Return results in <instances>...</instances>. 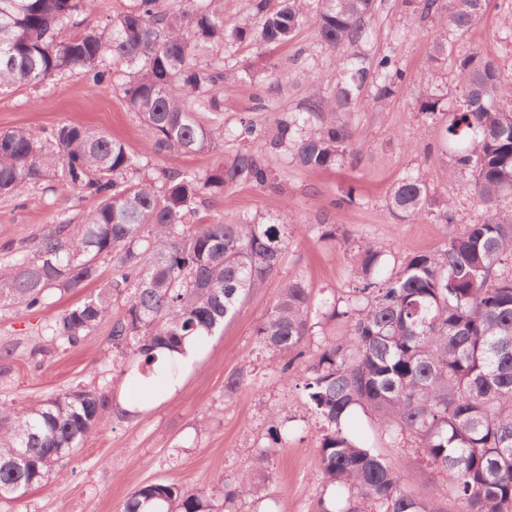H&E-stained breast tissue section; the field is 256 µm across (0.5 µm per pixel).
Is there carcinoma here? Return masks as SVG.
<instances>
[{"label": "carcinoma", "mask_w": 512, "mask_h": 512, "mask_svg": "<svg viewBox=\"0 0 512 512\" xmlns=\"http://www.w3.org/2000/svg\"><path fill=\"white\" fill-rule=\"evenodd\" d=\"M96 0H0V95L81 70L97 89L119 91L153 142L152 155L131 153L109 134L61 123L37 138L24 127L0 132V195L60 176L90 202L84 223L47 229L14 262L0 267V305H50L56 293L97 288L47 325L46 354L83 343L125 297L107 346L127 358L133 383L174 379L180 366L167 354L184 342L202 344L219 333L242 299L279 275L292 237L281 216H224L197 224L199 208L236 186L279 188L268 164L284 153L301 168H332L361 145L345 121L371 80L383 101L413 79L397 67L396 47L373 53L378 0H246V15L229 20L224 0H120L96 27L68 38ZM486 0H416V12L439 21L431 75L442 67L448 41L484 12ZM313 25L339 68L332 94L318 80L295 112H281L273 129L246 118L226 138L215 89L256 82L251 66L229 60L248 45L270 51ZM455 77L458 111L442 130L450 163L472 176L484 218L467 224L434 251L407 257L386 272L368 243L353 254L354 288L345 307L322 300L316 316L345 319L347 333L322 340L314 357L311 293L299 276L283 281L254 335L269 363L288 381L302 376L309 409L321 422L322 488L311 512H442L439 496L456 498L461 512H512V99L497 62L478 48L460 54ZM441 95L417 97L433 124ZM221 152L204 173L158 168L154 157ZM388 205L399 217L422 220L431 194L408 174ZM304 233L336 239V225L310 224ZM114 274L101 279L98 260ZM110 389L74 387L35 400L21 411L0 401V503L60 474L63 458L105 423ZM362 412L373 418L377 441L409 443L444 477L432 490L412 489L376 446L348 428ZM261 453L238 489L188 487L169 480L136 487L122 512H237L238 493L258 491Z\"/></svg>", "instance_id": "carcinoma-1"}]
</instances>
